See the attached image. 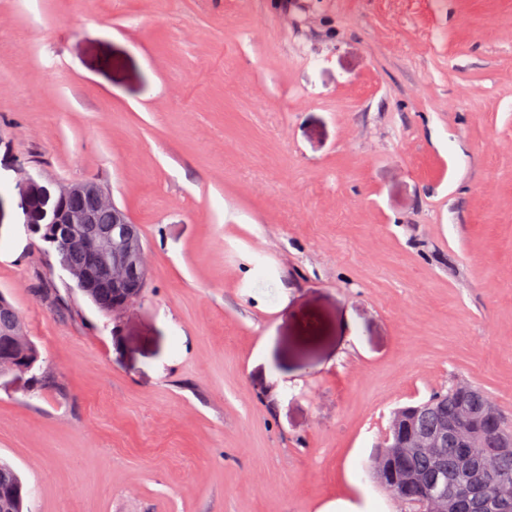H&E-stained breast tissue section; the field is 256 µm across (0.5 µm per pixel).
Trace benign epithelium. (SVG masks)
Returning a JSON list of instances; mask_svg holds the SVG:
<instances>
[{
    "instance_id": "1",
    "label": "benign epithelium",
    "mask_w": 512,
    "mask_h": 512,
    "mask_svg": "<svg viewBox=\"0 0 512 512\" xmlns=\"http://www.w3.org/2000/svg\"><path fill=\"white\" fill-rule=\"evenodd\" d=\"M18 193L26 227L36 229L46 224L54 242L84 247L96 254L103 272L112 279V314H120L142 296L151 277L145 245L138 225L110 193L95 182H41L29 173L19 181ZM83 195L92 199V208L70 204L73 198ZM98 210L111 213L112 226L105 237L90 241L81 235L80 227L95 223ZM469 395L471 398L461 400L453 418L445 419L433 428L417 426L419 417L428 412L426 402L393 412L380 451L371 461L370 474L377 484H385L397 459L409 455L439 458L450 438L457 442L464 472V479L451 488L447 482L439 480L437 491L422 500L411 499L407 493L408 481H401L398 492L392 495L401 512H461L462 505L475 492L485 489L494 480L492 471L483 461L485 449L506 448L512 439L501 432L490 436L471 426L469 400H478L479 392L471 389Z\"/></svg>"
}]
</instances>
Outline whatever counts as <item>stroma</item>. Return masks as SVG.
I'll list each match as a JSON object with an SVG mask.
<instances>
[{
    "label": "stroma",
    "instance_id": "35a3bbf8",
    "mask_svg": "<svg viewBox=\"0 0 512 512\" xmlns=\"http://www.w3.org/2000/svg\"><path fill=\"white\" fill-rule=\"evenodd\" d=\"M0 0V376L24 512H397L392 412L463 378L512 421V0ZM138 224L107 317L23 174ZM15 352L31 359L33 368L41 370V366L38 364L40 354L36 345L26 336L18 312L4 296L0 295V358L2 355Z\"/></svg>",
    "mask_w": 512,
    "mask_h": 512
}]
</instances>
